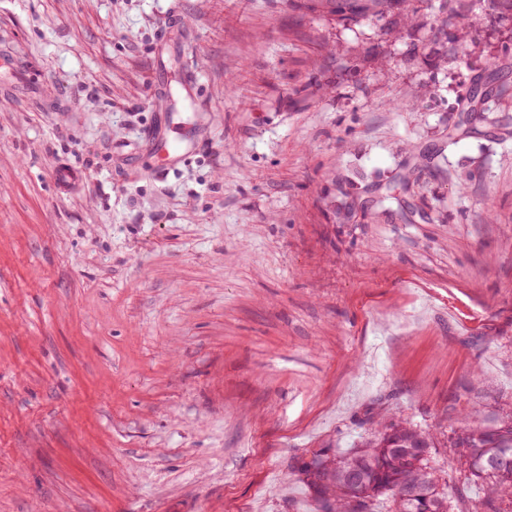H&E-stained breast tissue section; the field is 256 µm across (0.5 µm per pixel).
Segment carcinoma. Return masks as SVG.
Listing matches in <instances>:
<instances>
[{"label":"carcinoma","instance_id":"cac0c4a2","mask_svg":"<svg viewBox=\"0 0 512 512\" xmlns=\"http://www.w3.org/2000/svg\"><path fill=\"white\" fill-rule=\"evenodd\" d=\"M341 20L404 12L410 0H305ZM455 472L462 485L488 494L475 512H512V423L471 424L458 441ZM434 439L411 426L391 424L343 455L317 454L304 466L319 512H470L463 495L448 496V471L432 456ZM386 508L378 509L379 503Z\"/></svg>","mask_w":512,"mask_h":512}]
</instances>
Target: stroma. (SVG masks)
Segmentation results:
<instances>
[{
	"mask_svg": "<svg viewBox=\"0 0 512 512\" xmlns=\"http://www.w3.org/2000/svg\"><path fill=\"white\" fill-rule=\"evenodd\" d=\"M1 50L0 512H316V451L512 422L491 0H0ZM311 9L323 8L336 14L341 20H353L367 16H383L392 12H404L410 0H304ZM148 138L152 141V145L157 151L164 154L168 158V163L171 164L176 159L181 158L184 154L180 153L178 144L167 139L166 133L161 132L159 127L152 129L148 132Z\"/></svg>",
	"mask_w": 512,
	"mask_h": 512,
	"instance_id": "35a3bbf8",
	"label": "stroma"
}]
</instances>
